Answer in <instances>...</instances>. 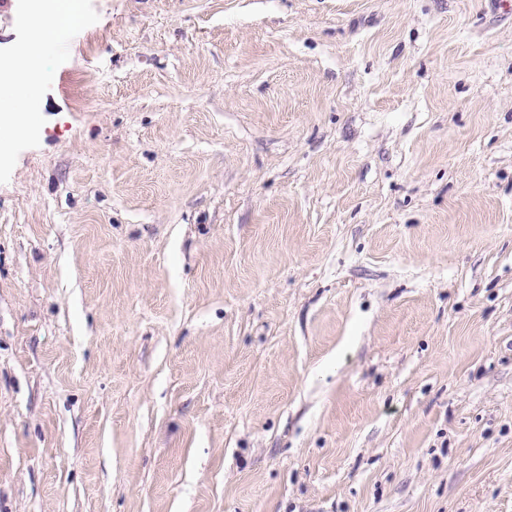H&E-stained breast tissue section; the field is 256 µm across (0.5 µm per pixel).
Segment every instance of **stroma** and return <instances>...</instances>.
<instances>
[{
	"instance_id": "stroma-1",
	"label": "stroma",
	"mask_w": 512,
	"mask_h": 512,
	"mask_svg": "<svg viewBox=\"0 0 512 512\" xmlns=\"http://www.w3.org/2000/svg\"><path fill=\"white\" fill-rule=\"evenodd\" d=\"M0 144V512H512V0H82Z\"/></svg>"
}]
</instances>
